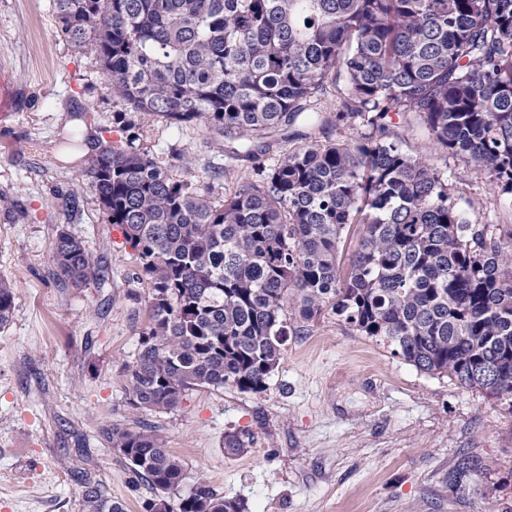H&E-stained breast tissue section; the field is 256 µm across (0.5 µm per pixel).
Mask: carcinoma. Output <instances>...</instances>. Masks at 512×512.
<instances>
[{
  "mask_svg": "<svg viewBox=\"0 0 512 512\" xmlns=\"http://www.w3.org/2000/svg\"><path fill=\"white\" fill-rule=\"evenodd\" d=\"M61 30L94 55L124 109L125 138L98 142L87 185L151 284L149 325L127 377L136 410L186 392L266 389L291 335L330 308L416 369L478 388L512 413V225L467 220L429 164L461 156L512 197V0H54ZM345 76L341 108L310 99ZM198 123L250 144L298 119L353 131L305 143L213 202L140 141V116ZM416 117L425 150L397 128ZM356 228L350 264L342 262ZM62 285L105 278L83 242L52 244ZM15 288L0 280V328ZM292 306H287V303ZM110 447L147 481V512H247L199 481L179 493L180 459L152 427L113 424ZM478 461L460 458L448 487ZM82 512H125L95 466L77 470ZM177 496L172 501L171 496ZM410 126V129L398 130L403 135L401 146L407 153L416 154L420 147L428 142V132L419 121L412 118Z\"/></svg>",
  "mask_w": 512,
  "mask_h": 512,
  "instance_id": "cac0c4a2",
  "label": "carcinoma"
}]
</instances>
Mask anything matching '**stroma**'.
I'll return each instance as SVG.
<instances>
[{"instance_id":"stroma-1","label":"stroma","mask_w":512,"mask_h":512,"mask_svg":"<svg viewBox=\"0 0 512 512\" xmlns=\"http://www.w3.org/2000/svg\"><path fill=\"white\" fill-rule=\"evenodd\" d=\"M1 76L16 109L0 112V278L16 299L0 330V512H81L72 473L88 460L109 498L146 512L153 491L102 438L115 423L157 428L185 486L205 482L249 512H512V412L420 372L329 312L292 321L263 392L196 389L168 411L132 409L127 375L149 323L150 285L87 189L82 155L91 137L119 144L111 126L121 103L95 59L64 38L53 0H0ZM140 132L156 160H188L185 179L218 202L237 174L300 144L281 130L268 153L229 162L211 129L151 117ZM428 161L455 185L468 220L512 224V200L462 158L433 152ZM215 164L232 174L214 175ZM67 194L76 213L61 206ZM62 227L104 267V284H59L51 244ZM229 434L243 440L240 453H225ZM463 456L480 469L459 494L448 472Z\"/></svg>"}]
</instances>
